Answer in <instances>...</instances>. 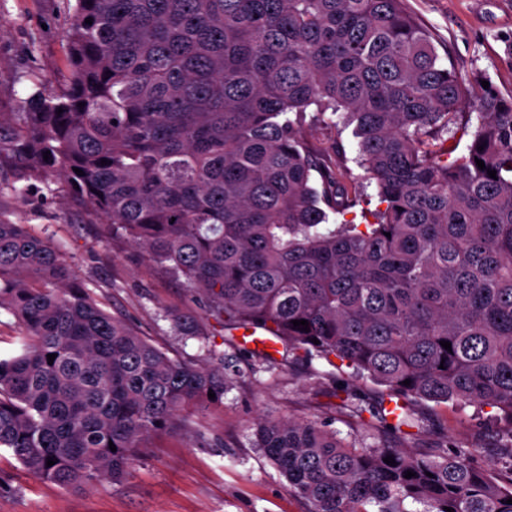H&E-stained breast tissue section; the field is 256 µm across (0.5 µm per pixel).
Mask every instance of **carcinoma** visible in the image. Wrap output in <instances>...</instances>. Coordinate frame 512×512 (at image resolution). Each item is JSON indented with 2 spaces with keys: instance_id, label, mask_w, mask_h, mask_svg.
I'll list each match as a JSON object with an SVG mask.
<instances>
[{
  "instance_id": "carcinoma-1",
  "label": "carcinoma",
  "mask_w": 512,
  "mask_h": 512,
  "mask_svg": "<svg viewBox=\"0 0 512 512\" xmlns=\"http://www.w3.org/2000/svg\"><path fill=\"white\" fill-rule=\"evenodd\" d=\"M69 43L65 87L0 112V168L66 185L224 329L334 355L407 402L495 407L512 441V96L466 87L404 0H76ZM473 99L459 153L444 134ZM307 112L354 125L374 221L330 223L359 193L298 134ZM0 309L20 335L0 449L37 478L120 483L146 437L224 396V367L169 357L1 215ZM254 435L309 512H512V478L463 448H357L315 421Z\"/></svg>"
}]
</instances>
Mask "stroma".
<instances>
[{
  "label": "stroma",
  "instance_id": "stroma-1",
  "mask_svg": "<svg viewBox=\"0 0 512 512\" xmlns=\"http://www.w3.org/2000/svg\"><path fill=\"white\" fill-rule=\"evenodd\" d=\"M74 6L75 0H0V112L26 111L40 84L63 87ZM407 6L462 82L485 78L502 95L512 94V0H407ZM300 134L316 148L342 144L343 154L330 153L329 165L346 167L363 199L375 200V186L355 161L351 130L308 116ZM0 214L50 239L100 307L169 357L198 366L230 358L239 369L219 402L186 411V428L151 435L122 483L67 489L30 476L1 451L0 512H307L253 446L260 417L315 421L363 448L392 445L431 455L452 444L495 470L512 463V445L501 435L505 425L488 406L417 403L421 428L406 439L370 426L368 409L380 386L334 356L310 359L281 347L265 356L248 349L241 331L208 319L185 279L149 262L67 192L37 182L22 186L6 171L0 173ZM177 315L202 325L205 335H183L174 327Z\"/></svg>",
  "mask_w": 512,
  "mask_h": 512
}]
</instances>
